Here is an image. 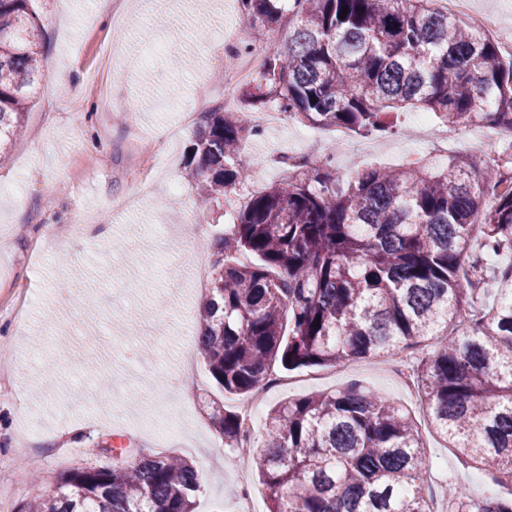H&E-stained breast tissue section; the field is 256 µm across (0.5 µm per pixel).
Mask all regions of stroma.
I'll return each instance as SVG.
<instances>
[{
    "mask_svg": "<svg viewBox=\"0 0 512 512\" xmlns=\"http://www.w3.org/2000/svg\"><path fill=\"white\" fill-rule=\"evenodd\" d=\"M31 8L48 75L0 163V500L13 510L51 493L59 473L88 462V448L110 433L144 453L194 462L205 476L195 512H236L245 486L255 512H267L249 460L225 447L211 423L204 395L215 387L197 349L180 354L198 328L202 294L181 264L188 254L210 259L237 197L196 207L184 168L194 129L184 126L178 140L159 145L153 195L132 212L117 206L136 184L134 143L181 124L198 91L209 105L242 110L219 78L225 45H262L265 36L245 24L238 0H169L160 11L150 0H124L117 20L93 0H32ZM59 72L67 84L56 81ZM415 119L405 111L399 134L357 137L363 152L337 156L340 177L425 152ZM333 135L288 118L250 138L240 159L266 186L278 179L267 158L308 155L311 143ZM280 377L287 388L271 392L262 411L356 380L427 422L417 389L372 359ZM424 446L434 466L422 493L437 512L452 482L477 499L501 494L440 437L426 435Z\"/></svg>",
    "mask_w": 512,
    "mask_h": 512,
    "instance_id": "obj_1",
    "label": "stroma"
}]
</instances>
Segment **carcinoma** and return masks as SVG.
Masks as SVG:
<instances>
[{
    "instance_id": "obj_1",
    "label": "carcinoma",
    "mask_w": 512,
    "mask_h": 512,
    "mask_svg": "<svg viewBox=\"0 0 512 512\" xmlns=\"http://www.w3.org/2000/svg\"><path fill=\"white\" fill-rule=\"evenodd\" d=\"M30 0H0V160L47 72ZM272 43L244 110L201 113L187 171L214 207L243 183L237 160L257 134L248 113L271 104L306 126L364 137L399 132L415 110L446 127L512 132V58L431 0H238ZM348 8L339 18L342 8ZM284 43H279V40ZM462 156L373 167L343 183L328 146L250 197L212 254L197 346L216 389L245 397L272 369L343 367L436 340L416 373L430 428L495 481L512 478V190ZM249 253L258 262L232 260ZM224 445L243 440L238 414L212 401ZM250 460L269 512H429L430 471L417 423L396 402L351 382L282 401ZM121 448L104 466L61 472L53 495L15 512H195L204 486L184 458ZM448 512H512V492L483 500L460 486Z\"/></svg>"
}]
</instances>
